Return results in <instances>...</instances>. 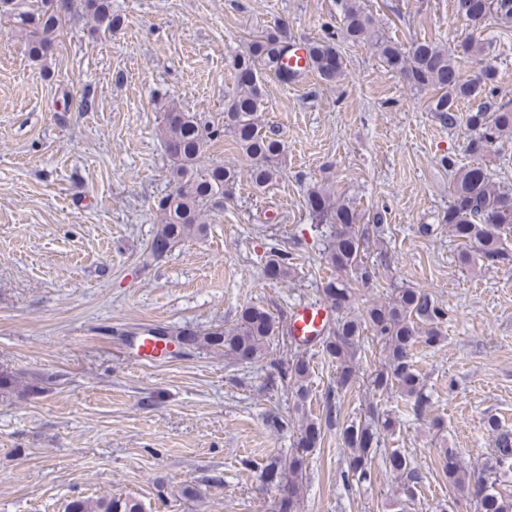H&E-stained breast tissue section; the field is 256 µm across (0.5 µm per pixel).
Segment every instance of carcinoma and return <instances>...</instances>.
Here are the masks:
<instances>
[{"instance_id": "cac0c4a2", "label": "carcinoma", "mask_w": 512, "mask_h": 512, "mask_svg": "<svg viewBox=\"0 0 512 512\" xmlns=\"http://www.w3.org/2000/svg\"><path fill=\"white\" fill-rule=\"evenodd\" d=\"M454 7L456 14L474 30L483 29L492 20L504 27L512 26V0H454ZM82 8L93 17L99 31L111 33L120 25L119 16L112 13V0H82ZM2 14L14 19L30 56L40 58L53 48L62 24L57 0H0ZM338 37L352 43L371 42L387 67L405 74L419 88L436 91L432 110L450 128L457 124L459 102L480 101L476 110L466 117L467 127L474 132L467 145L470 154L483 156L503 139L512 137V104L484 101L494 89L498 72L488 63L489 48L483 41L467 38L450 53L424 40L407 53L375 30L372 18L356 5V0H345L339 32L331 31L309 47L310 70L325 83H334L344 74L343 58L336 44ZM289 49L288 31L278 27L256 36L245 50L235 54L237 89L224 101V124L204 123L196 114L184 112L175 105L168 110L162 136L173 162L171 176L176 188L157 201L161 224L143 262L162 256L192 235L203 233L207 213L224 197L226 187L238 181L237 172L223 165L201 168L210 147L224 135L233 136L253 161L248 171L252 184L266 187L272 182L276 175L274 160L281 153L282 144L260 121L261 82L266 73L274 74L284 83L299 76L277 66ZM460 57L474 60L480 68L479 76L464 77L457 65ZM307 205L311 220L331 227L325 259L339 272L323 284L320 292L321 299L339 311L334 327L322 337L323 351L336 363V396L352 388L359 378L357 354L361 351L362 333L368 330L384 355V363L372 374L369 386L374 391L397 388L413 400L414 415L422 416L430 400L424 392L421 374L413 368L410 351L417 344L435 347L442 342L440 326L447 320L448 312L429 294L414 288H397L388 301L374 303L362 314L345 311L351 297L349 274H356L363 282L371 278L361 258L362 239L355 231L359 217L352 205L330 188L313 191ZM444 223L463 245L459 253L462 264L470 265L474 261L472 245L490 265L512 258L505 247L508 236L512 235V190L492 182L481 163L459 168ZM267 271L275 280L286 278L290 274L287 255H271ZM278 336L280 322L269 312L249 306L228 328L205 332L181 330L170 341L221 351L237 361L253 363L268 356L270 345ZM284 376L292 383L298 401H304L311 377L306 357L297 354L289 359ZM17 390L18 381L13 372L1 369L0 395L8 397ZM339 415V406L329 403L326 426L339 427V437L349 450L346 469L341 474L342 484L350 487L370 481L376 463L380 462L400 480L402 493L412 498L416 485L423 480L422 475L399 449L384 447V436L396 431L398 419L387 411H379L371 402L367 403L364 419L358 422L342 424ZM322 426L317 419H306L288 456L264 467L263 473L272 485L282 489L278 512H296L303 472L314 450L320 447ZM488 426L496 433L495 455L477 471L447 448L443 452V474L448 486L467 494L476 512H512V489L502 486L503 467L512 466V433L498 430L492 420ZM67 512H145V507L129 497H77L68 503Z\"/></svg>"}]
</instances>
